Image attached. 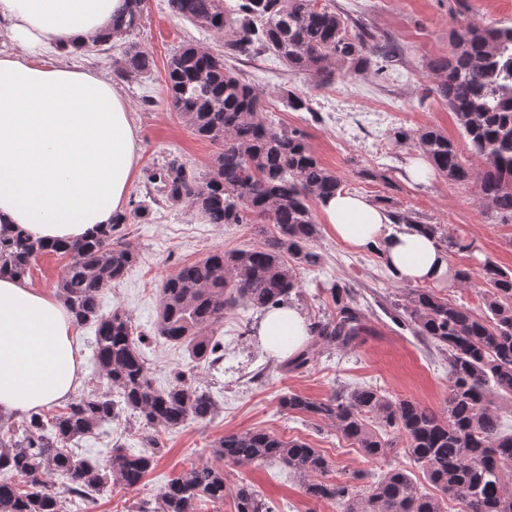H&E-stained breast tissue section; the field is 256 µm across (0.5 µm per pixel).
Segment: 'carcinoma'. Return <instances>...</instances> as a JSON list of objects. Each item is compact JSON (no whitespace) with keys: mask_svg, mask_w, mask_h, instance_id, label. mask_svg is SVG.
<instances>
[{"mask_svg":"<svg viewBox=\"0 0 512 512\" xmlns=\"http://www.w3.org/2000/svg\"><path fill=\"white\" fill-rule=\"evenodd\" d=\"M170 12L225 38L216 53L187 45L169 57L167 102L192 131L216 145L210 170L200 174L173 158L146 172L158 201L185 205L207 223L249 224L260 243L249 249L214 251L182 265L160 288L157 334L183 346L209 368L224 357L215 326L240 307L264 310L301 294V271L321 265L311 248L320 228L313 205L344 189L298 128L283 129L269 119L264 95L227 65L234 56L270 54L288 70L310 75L320 86L365 74L377 60L391 61L394 44L367 29L353 30L344 17L317 0H167ZM147 0H127L112 19V39L139 29ZM451 52L430 62L433 92L448 103L471 157L468 164L456 142L436 127L416 133L415 147L430 168L453 182H474L478 200L502 224L512 223V26H477L465 19L451 33ZM112 69L132 81L150 72L154 57L129 40ZM288 107L313 112L308 96L287 92ZM393 226H420L448 254L465 251L473 266L451 268L456 286L473 278L483 307L438 295L433 286L395 282L401 297L394 317L431 341L448 359L446 413L414 399L355 387L323 400L290 392L280 399L287 412L328 419L344 439L367 457H381L393 441L379 436L369 419L406 440L405 452L427 473L442 497L419 490L404 469L389 470L367 490L327 478L332 461L299 440H285L260 428L226 433L213 445L220 459L238 465L275 461L304 479L305 494L336 502L345 512H512V430L504 411L512 406V271L439 224H424L406 210L392 211ZM129 215L119 213L100 233L69 243L47 244L20 226L0 224V277L24 278L37 257L69 258L56 288L76 325L94 332L93 361L99 387L80 395L51 417L37 411L17 421L0 414V512H81V504L109 486L133 487L153 468L159 433L189 420L217 415L213 393L175 374L164 388L150 377L129 314L120 307L104 314L102 293L118 285L135 265L137 251L117 233ZM332 310L312 323L317 344L347 349L366 326L355 290L332 279L320 285ZM314 347L283 365L305 368ZM129 417L141 426L143 448L115 445L102 459L74 452L80 441L106 432ZM69 499L58 495L53 477ZM232 494L235 512H275L249 484L227 487L224 470L210 464L192 467L170 480L134 512H198V504L224 502Z\"/></svg>","mask_w":512,"mask_h":512,"instance_id":"obj_1","label":"carcinoma"}]
</instances>
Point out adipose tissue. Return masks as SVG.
<instances>
[{
  "mask_svg": "<svg viewBox=\"0 0 512 512\" xmlns=\"http://www.w3.org/2000/svg\"><path fill=\"white\" fill-rule=\"evenodd\" d=\"M124 0H0V22L21 49L0 54V221L33 237H83L125 206L140 147L124 98L110 79L83 67L37 63L53 47L78 53L112 27ZM336 238L382 250L397 280L448 282V255L430 234L394 232L388 212L339 191L320 205ZM255 334L278 359L310 341L302 310H266ZM73 318L56 294L0 278V411L16 415L68 399L79 384Z\"/></svg>",
  "mask_w": 512,
  "mask_h": 512,
  "instance_id": "obj_1",
  "label": "adipose tissue"
}]
</instances>
